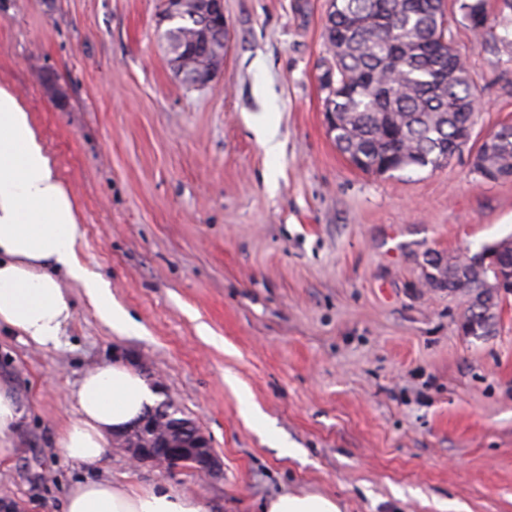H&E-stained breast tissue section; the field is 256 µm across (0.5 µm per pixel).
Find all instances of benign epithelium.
<instances>
[{
	"label": "benign epithelium",
	"mask_w": 512,
	"mask_h": 512,
	"mask_svg": "<svg viewBox=\"0 0 512 512\" xmlns=\"http://www.w3.org/2000/svg\"><path fill=\"white\" fill-rule=\"evenodd\" d=\"M187 0H163V20L174 21L183 14ZM196 7L210 21L216 32L219 48L213 51L216 65L210 73L197 78L205 86L220 72L224 54V0H195ZM512 291V269L498 275L487 285V295L496 298ZM179 409L169 400L150 407L129 430L113 437L114 447L121 449L135 465L148 464L155 468H172L188 464L205 475L220 471L221 462L211 448L209 438L192 422L177 414Z\"/></svg>",
	"instance_id": "7a95c632"
}]
</instances>
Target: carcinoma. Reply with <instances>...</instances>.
I'll return each instance as SVG.
<instances>
[{
	"instance_id": "1",
	"label": "carcinoma",
	"mask_w": 512,
	"mask_h": 512,
	"mask_svg": "<svg viewBox=\"0 0 512 512\" xmlns=\"http://www.w3.org/2000/svg\"><path fill=\"white\" fill-rule=\"evenodd\" d=\"M325 26L331 56L324 89L336 103L341 127L336 148L358 169L385 175L445 167L472 138L474 82L454 46L445 0H335ZM461 22L476 41L490 29L488 0H460ZM179 44L195 48L204 33L200 19L176 26ZM494 147L478 146L485 181L512 178V124L496 129ZM497 251L494 261L483 258ZM427 280L468 273L465 291L479 299L483 283L499 266L512 264V238L482 247L464 261L429 260ZM494 313L470 306L469 334L488 332Z\"/></svg>"
}]
</instances>
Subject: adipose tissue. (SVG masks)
Listing matches in <instances>:
<instances>
[{
    "label": "adipose tissue",
    "instance_id": "adipose-tissue-1",
    "mask_svg": "<svg viewBox=\"0 0 512 512\" xmlns=\"http://www.w3.org/2000/svg\"><path fill=\"white\" fill-rule=\"evenodd\" d=\"M83 237L78 207L31 112L9 87L0 86V328L38 350L58 347L73 318L65 281L84 288L98 317L116 332L131 319L112 298L108 283L80 261ZM76 417L55 445L79 464L106 455L115 433L142 416L153 392L133 370L107 364L84 373L69 391ZM23 411L0 386V462L17 453L14 434ZM261 512H341L334 499L284 492ZM63 512H206L197 497L160 487L131 488L108 480L75 484Z\"/></svg>",
    "mask_w": 512,
    "mask_h": 512
}]
</instances>
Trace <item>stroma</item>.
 Wrapping results in <instances>:
<instances>
[{"mask_svg": "<svg viewBox=\"0 0 512 512\" xmlns=\"http://www.w3.org/2000/svg\"><path fill=\"white\" fill-rule=\"evenodd\" d=\"M454 44L478 96L472 134L512 122V26ZM329 0H224L223 71L186 87L161 0H0V85L32 112L76 199L81 261L135 321L108 328L80 285L59 348L0 331V378L23 408L0 504L62 512L106 478L259 512L316 493L341 512H512V294L491 335L427 262L512 236V179L471 149L447 166L375 176L329 137ZM273 135L275 152L262 142ZM115 361L149 370L210 437L223 473L99 463L55 448L68 391Z\"/></svg>", "mask_w": 512, "mask_h": 512, "instance_id": "stroma-1", "label": "stroma"}]
</instances>
